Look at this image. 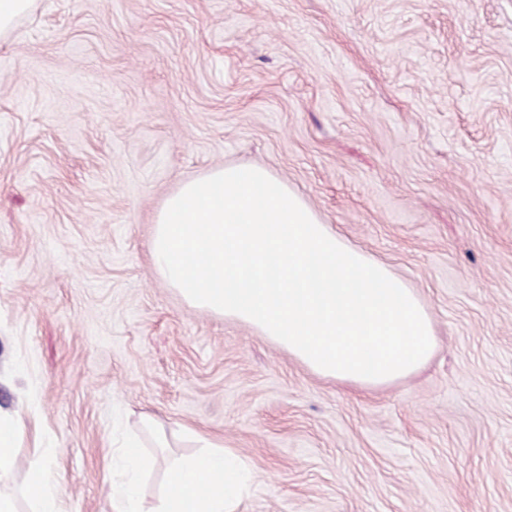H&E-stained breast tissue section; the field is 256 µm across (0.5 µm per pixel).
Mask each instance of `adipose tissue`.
I'll use <instances>...</instances> for the list:
<instances>
[{
  "label": "adipose tissue",
  "mask_w": 512,
  "mask_h": 512,
  "mask_svg": "<svg viewBox=\"0 0 512 512\" xmlns=\"http://www.w3.org/2000/svg\"><path fill=\"white\" fill-rule=\"evenodd\" d=\"M123 481L115 489L119 512H237L241 496L256 477L251 466L223 444L203 454L174 461L163 493L152 507L140 498V478L153 461L137 441H127L120 454ZM24 496L32 512H59V481L46 465L32 470Z\"/></svg>",
  "instance_id": "ef3b65f1"
}]
</instances>
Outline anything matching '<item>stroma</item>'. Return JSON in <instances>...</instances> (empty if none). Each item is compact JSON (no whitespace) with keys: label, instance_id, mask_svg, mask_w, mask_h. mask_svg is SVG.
Segmentation results:
<instances>
[{"label":"stroma","instance_id":"stroma-1","mask_svg":"<svg viewBox=\"0 0 512 512\" xmlns=\"http://www.w3.org/2000/svg\"><path fill=\"white\" fill-rule=\"evenodd\" d=\"M224 164L415 289L431 360L363 388L188 306L155 217ZM0 414V491L52 462L62 512H115L131 435L150 505L220 439L238 512H512V0H35L0 39ZM21 419L0 418V477L11 472L16 465V441Z\"/></svg>","mask_w":512,"mask_h":512}]
</instances>
